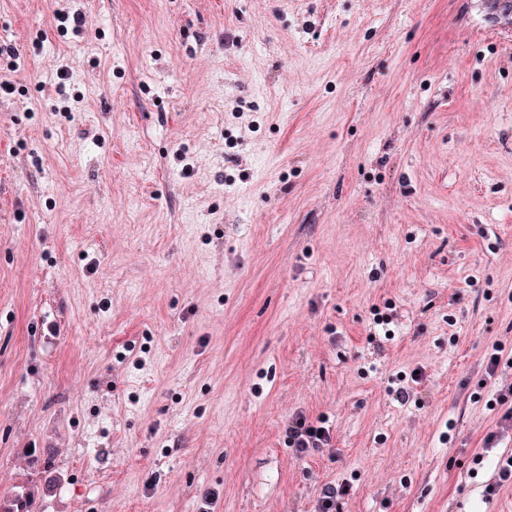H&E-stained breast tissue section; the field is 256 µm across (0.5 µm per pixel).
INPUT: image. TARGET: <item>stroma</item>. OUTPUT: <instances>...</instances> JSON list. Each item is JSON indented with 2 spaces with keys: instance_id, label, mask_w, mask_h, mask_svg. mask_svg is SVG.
I'll return each instance as SVG.
<instances>
[{
  "instance_id": "1",
  "label": "stroma",
  "mask_w": 512,
  "mask_h": 512,
  "mask_svg": "<svg viewBox=\"0 0 512 512\" xmlns=\"http://www.w3.org/2000/svg\"><path fill=\"white\" fill-rule=\"evenodd\" d=\"M488 2L0 0V498L48 455L43 512H315L344 479L340 512H512L470 399L512 352ZM298 410L334 451L288 448Z\"/></svg>"
}]
</instances>
